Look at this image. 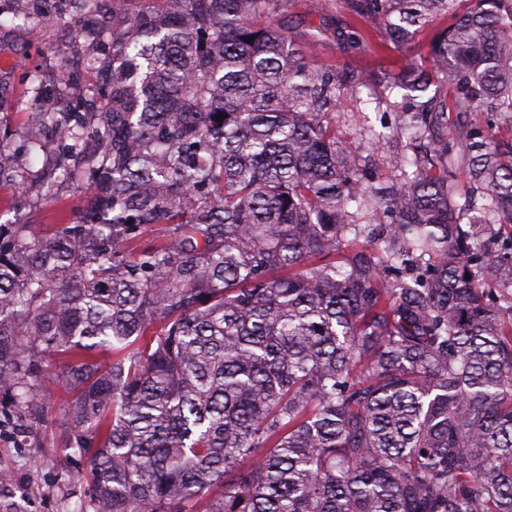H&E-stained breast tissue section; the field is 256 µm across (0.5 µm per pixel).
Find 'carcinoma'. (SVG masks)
<instances>
[{
  "instance_id": "carcinoma-1",
  "label": "carcinoma",
  "mask_w": 512,
  "mask_h": 512,
  "mask_svg": "<svg viewBox=\"0 0 512 512\" xmlns=\"http://www.w3.org/2000/svg\"><path fill=\"white\" fill-rule=\"evenodd\" d=\"M58 2L0 17L110 49L29 74L50 149L26 175L1 134L0 183L88 201L0 224V395L22 423L75 392L95 512H512V0H352L393 43L451 18L381 95L390 183L333 130L367 81L285 0Z\"/></svg>"
}]
</instances>
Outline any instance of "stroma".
<instances>
[{
	"label": "stroma",
	"mask_w": 512,
	"mask_h": 512,
	"mask_svg": "<svg viewBox=\"0 0 512 512\" xmlns=\"http://www.w3.org/2000/svg\"><path fill=\"white\" fill-rule=\"evenodd\" d=\"M349 2L288 0V24L296 32L308 22L319 26L322 34L313 49L314 60L340 75L361 73L373 87L401 74L409 59L428 61L434 36L449 24L447 16L434 14L417 28L412 40L393 44L373 18L353 13ZM57 41L55 33L47 32L27 43L0 45L1 54L25 61L24 67L10 65L7 76H0V127L22 133L32 112L38 111L24 77L33 69L44 80L54 77ZM390 120L372 101L348 100L336 113L337 137L351 143L372 176L382 182L393 179L391 161L402 150L398 140L379 137ZM85 198L81 192L54 202L25 200L17 186L5 183L0 185V223L13 219L20 209L36 229L45 231L50 225L75 219ZM70 400V394L63 391L51 392L42 418L34 425L35 437L23 443L13 437L16 418L0 414V468L12 474L10 484L0 489V505H9L14 512H93L84 460L62 445L69 431L65 410Z\"/></svg>",
	"instance_id": "35a3bbf8"
}]
</instances>
